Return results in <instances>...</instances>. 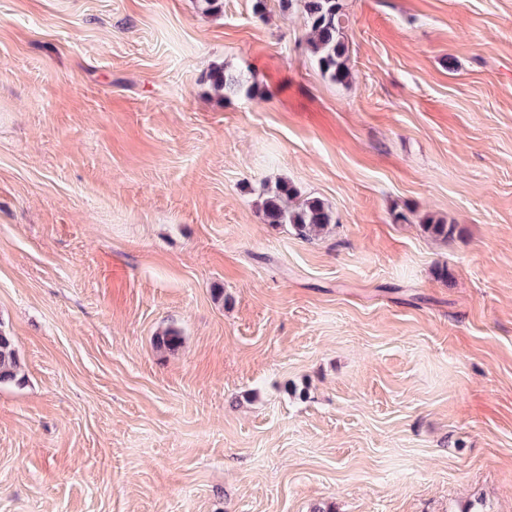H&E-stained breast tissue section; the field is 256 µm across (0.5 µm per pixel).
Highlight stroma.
<instances>
[{"instance_id":"35a3bbf8","label":"stroma","mask_w":512,"mask_h":512,"mask_svg":"<svg viewBox=\"0 0 512 512\" xmlns=\"http://www.w3.org/2000/svg\"><path fill=\"white\" fill-rule=\"evenodd\" d=\"M253 3L0 0V512H512V0ZM301 3L306 26V44L321 73L336 84L351 78L346 29L350 18L345 0H279L282 11ZM206 81L219 96H224L226 91H240L244 86L238 76L228 72L224 65L214 66L207 73ZM261 209L268 224H290L297 236L312 240L328 230L333 215L316 197L302 196L289 183L263 193ZM20 360L13 336L0 327V385L22 380Z\"/></svg>"}]
</instances>
